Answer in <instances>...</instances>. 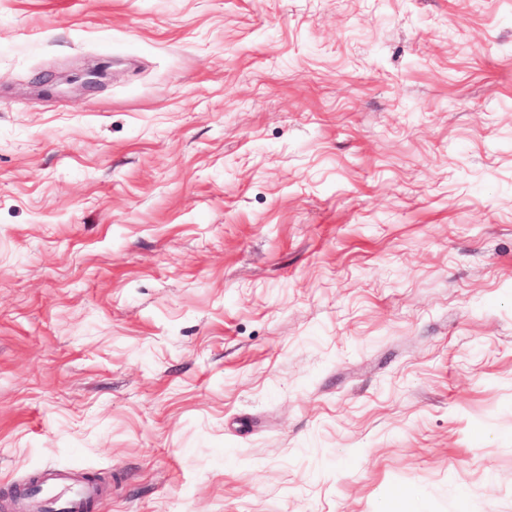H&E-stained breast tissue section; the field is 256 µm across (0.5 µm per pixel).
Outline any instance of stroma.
Masks as SVG:
<instances>
[{
  "instance_id": "1",
  "label": "stroma",
  "mask_w": 512,
  "mask_h": 512,
  "mask_svg": "<svg viewBox=\"0 0 512 512\" xmlns=\"http://www.w3.org/2000/svg\"><path fill=\"white\" fill-rule=\"evenodd\" d=\"M47 467L512 512V0H0V512Z\"/></svg>"
}]
</instances>
